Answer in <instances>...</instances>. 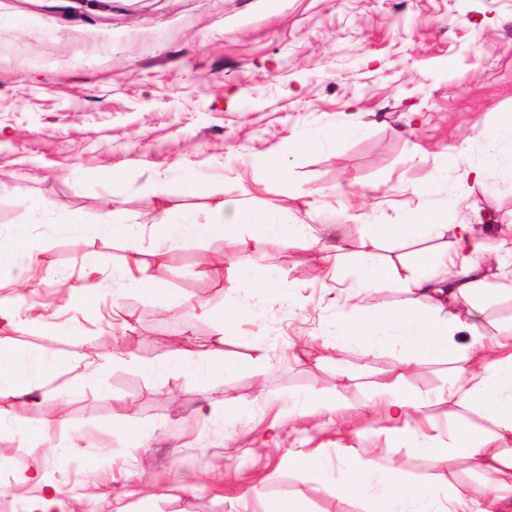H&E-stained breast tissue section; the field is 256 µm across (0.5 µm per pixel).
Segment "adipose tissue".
<instances>
[{"mask_svg": "<svg viewBox=\"0 0 512 512\" xmlns=\"http://www.w3.org/2000/svg\"><path fill=\"white\" fill-rule=\"evenodd\" d=\"M211 210L210 221L192 223V230L210 233L247 221L256 228L245 244L253 258H262L270 235L279 236L287 247L314 245L288 225L269 223L263 211H244L238 199H216ZM422 230L453 235L454 251L435 257L428 274H398L384 280L371 268L356 287L342 290L335 350L341 387L346 390L357 385L358 378L347 366L345 353L395 349L373 403L383 407L394 439L423 447L436 476L416 482L394 460L378 468L356 461L353 446L340 445L348 464L346 481L336 493V512H346L354 497L365 504L366 512H512V336L489 335L477 325L478 298L502 288L492 272L495 260L487 255L471 224L448 226L439 223L435 214L423 212L416 223L389 227L390 233L404 240ZM382 287L409 294L410 306L384 311L373 321L357 320L355 311L372 308L374 292ZM461 302L470 305L468 318L455 311ZM424 360L452 362L449 383L433 399L401 396V388ZM54 366V360L44 355L21 354L0 344V394L32 397L41 377ZM223 370L224 352L213 348L180 352L154 373L163 377L186 371L207 380ZM462 458L483 475L482 485L458 481L455 466Z\"/></svg>", "mask_w": 512, "mask_h": 512, "instance_id": "1", "label": "adipose tissue"}]
</instances>
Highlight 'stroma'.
Instances as JSON below:
<instances>
[{
	"label": "stroma",
	"instance_id": "obj_1",
	"mask_svg": "<svg viewBox=\"0 0 512 512\" xmlns=\"http://www.w3.org/2000/svg\"><path fill=\"white\" fill-rule=\"evenodd\" d=\"M108 2L105 21L78 2L0 0V239L55 264L0 267L2 281L28 280L0 342L62 355L77 336L84 351L119 355L86 384L62 366L27 406L0 397V512H31L51 484L50 512H274L298 490L306 512H336V426L349 420L361 459L389 446L410 478L431 479L422 452L391 441L366 387L340 391L329 351L298 361L292 346L333 339L336 286L355 285L364 263L424 273L454 248L449 235L388 236L381 220L406 224L426 210L469 224L481 212L494 218L487 248L512 237V158L473 178L489 135L512 117V0ZM298 138L314 144L289 152ZM273 154L277 179L260 164ZM188 169L203 179L192 192ZM221 196L326 244L342 240L340 278L274 235L263 260L249 261L254 228L242 221L189 234L160 259L138 231L145 274L165 293L115 287L127 243L108 224L160 207L180 224ZM366 237L376 243L367 259L356 251ZM217 253L224 279L196 297L190 285ZM82 254L97 263L93 278L75 263ZM269 268L277 288H256ZM91 280L103 285L94 303H67ZM237 303L251 315L224 335ZM36 315L42 330L21 331ZM217 344L224 372L208 381L147 370ZM322 403L316 478L288 451L308 447L301 412ZM57 420L65 430L27 437ZM35 469L40 481H23Z\"/></svg>",
	"mask_w": 512,
	"mask_h": 512
}]
</instances>
